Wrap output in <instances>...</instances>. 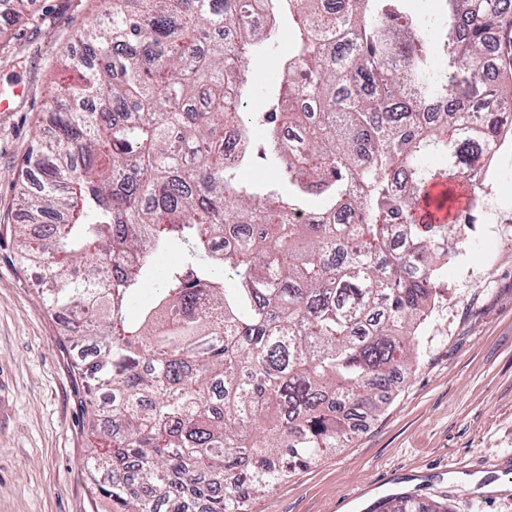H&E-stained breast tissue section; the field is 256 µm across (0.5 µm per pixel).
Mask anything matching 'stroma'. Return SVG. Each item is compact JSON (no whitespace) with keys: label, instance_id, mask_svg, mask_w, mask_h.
Instances as JSON below:
<instances>
[{"label":"stroma","instance_id":"35a3bbf8","mask_svg":"<svg viewBox=\"0 0 512 512\" xmlns=\"http://www.w3.org/2000/svg\"><path fill=\"white\" fill-rule=\"evenodd\" d=\"M103 0H28L0 35V88L27 87L0 112V512H105L88 488L93 441L77 352L65 320L43 299L39 267H20L11 233L22 207L14 185L64 55ZM484 222L448 264L447 296L420 327L418 362L397 376L379 410L346 447L296 471L252 512H383L408 495L450 512H512V141L492 165ZM491 482L503 493L485 491Z\"/></svg>","mask_w":512,"mask_h":512}]
</instances>
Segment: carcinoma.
<instances>
[{
  "mask_svg": "<svg viewBox=\"0 0 512 512\" xmlns=\"http://www.w3.org/2000/svg\"><path fill=\"white\" fill-rule=\"evenodd\" d=\"M409 3L108 0L89 57L64 59L77 79L24 158L14 234L50 306L81 316L65 335L95 348L79 380L109 407L85 468L113 512H250L411 369L455 225L477 223L512 138V0H440L435 27ZM284 11L293 47L253 112L246 76ZM255 156L274 172L260 191L238 177ZM437 179L470 187L453 224L419 222L448 203ZM53 219L33 246L28 225ZM74 258L82 280L61 272Z\"/></svg>",
  "mask_w": 512,
  "mask_h": 512,
  "instance_id": "obj_1",
  "label": "carcinoma"
}]
</instances>
